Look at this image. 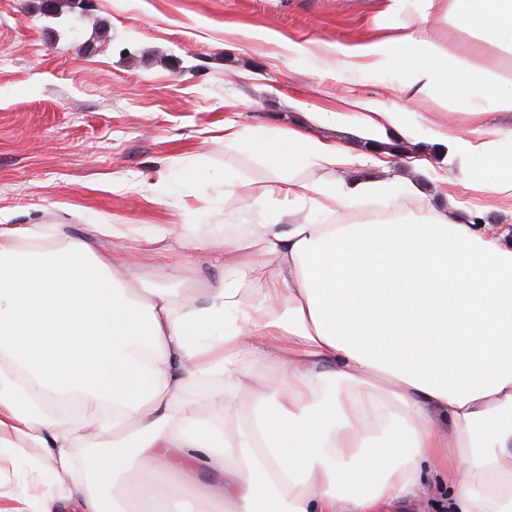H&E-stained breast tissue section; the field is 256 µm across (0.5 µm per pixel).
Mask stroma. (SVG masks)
Segmentation results:
<instances>
[{
    "label": "stroma",
    "instance_id": "obj_1",
    "mask_svg": "<svg viewBox=\"0 0 512 512\" xmlns=\"http://www.w3.org/2000/svg\"><path fill=\"white\" fill-rule=\"evenodd\" d=\"M380 10V0H70L54 8L0 0V215L20 226L66 224L75 236L101 222L171 225L178 234L170 240L132 244L147 285L209 287L225 225L256 223L252 199L279 182L258 155L225 146L230 118L244 128L304 125L326 142L351 144L352 164L306 166L297 180L413 183L419 191L404 215L425 219L454 197L453 220L480 214L511 233L500 196L463 185L459 162L442 164L431 142L435 129L468 133L467 115L399 92L392 72L319 75L277 41L362 43L400 32L406 17L383 21ZM367 100L422 114L414 137L390 134L399 154L310 119ZM188 165L201 170L203 187L180 182ZM228 177L244 179L240 201L225 202ZM185 236L210 245L183 247ZM32 458L51 466L39 448L0 453V512H21Z\"/></svg>",
    "mask_w": 512,
    "mask_h": 512
}]
</instances>
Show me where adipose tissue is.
<instances>
[{
    "instance_id": "1",
    "label": "adipose tissue",
    "mask_w": 512,
    "mask_h": 512,
    "mask_svg": "<svg viewBox=\"0 0 512 512\" xmlns=\"http://www.w3.org/2000/svg\"><path fill=\"white\" fill-rule=\"evenodd\" d=\"M406 13L398 35L282 45L340 72L397 69L453 112H512V77L484 62L512 57V0H385L384 16ZM320 118L379 143L404 125L372 101ZM224 142L279 173L282 203L255 197L258 223L225 233L205 291L144 287L136 253L102 246L136 235L125 224L80 239L0 225V447L44 449L59 476L83 439L107 450L32 512H428L442 495L446 512H512V238L447 211L407 219L395 182H296L302 164L352 159L301 127L228 122ZM450 146L471 181L512 196V129ZM311 194L394 216L285 223ZM202 379L219 385L186 401ZM51 395L81 399L78 423Z\"/></svg>"
}]
</instances>
